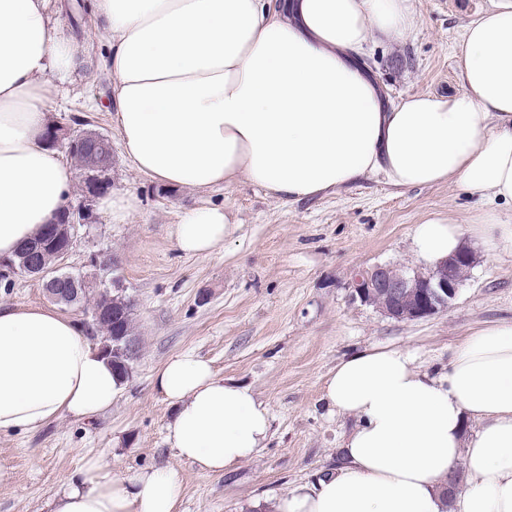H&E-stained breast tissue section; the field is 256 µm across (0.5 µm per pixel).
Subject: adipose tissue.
Listing matches in <instances>:
<instances>
[{"label": "adipose tissue", "mask_w": 512, "mask_h": 512, "mask_svg": "<svg viewBox=\"0 0 512 512\" xmlns=\"http://www.w3.org/2000/svg\"><path fill=\"white\" fill-rule=\"evenodd\" d=\"M50 0H0V255L60 215L72 172L41 134L51 73L80 68L83 45L60 37ZM110 47L112 124L133 168L171 188L244 178L300 202L377 174L399 189L443 182L512 206V0H491L458 49L459 93L390 104L360 63L372 40L408 31L410 0H92ZM225 208L185 211L171 235L189 255L223 243ZM512 256V224L487 211L464 225H416L429 264L464 235ZM124 386L81 327L52 306L0 304V432L28 433L69 415L93 419ZM153 389L173 408L166 439L219 474L269 438L252 388L209 361L171 356ZM325 397L356 425L343 463L282 497L278 512H512V321L473 332L433 375L399 347L346 355ZM463 463L468 489L442 485ZM176 471L119 476L97 459L51 512H177Z\"/></svg>", "instance_id": "obj_1"}]
</instances>
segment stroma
I'll return each mask as SVG.
<instances>
[{"label": "stroma", "instance_id": "stroma-1", "mask_svg": "<svg viewBox=\"0 0 512 512\" xmlns=\"http://www.w3.org/2000/svg\"><path fill=\"white\" fill-rule=\"evenodd\" d=\"M491 0H413L415 26L371 43L365 62L392 103L408 96L460 92L456 53L466 27ZM82 44L87 68L56 78L52 120L77 131L115 136L103 21L87 13ZM112 189L140 200L127 223L97 212L80 231L69 264L85 274L90 297L103 290L92 255L121 260L117 276L134 303L139 353L122 394L93 421L62 417L29 433H0V512H50L63 484L96 456L116 475L170 468L181 482L179 512H274L293 487L342 462L354 418L324 398L325 380L345 355L368 347L412 351L430 372L444 370L453 349L487 325L512 320V258L467 238L476 263L451 307L398 322L353 300V272L376 264L419 271L412 250L416 224L430 217L471 223L485 200L446 183L399 190L382 175L300 203L270 198L240 180L204 191L170 190L140 175L112 146ZM225 206L236 220L212 253H181L169 234L180 214ZM191 351L218 376L250 386L269 409L265 448L224 474L199 470L166 440L170 408L151 377L169 357Z\"/></svg>", "mask_w": 512, "mask_h": 512}]
</instances>
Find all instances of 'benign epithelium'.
Listing matches in <instances>:
<instances>
[{
    "mask_svg": "<svg viewBox=\"0 0 512 512\" xmlns=\"http://www.w3.org/2000/svg\"><path fill=\"white\" fill-rule=\"evenodd\" d=\"M44 139L55 146L66 147L69 152L81 144H93L88 136L77 134L62 123L49 125ZM94 198L91 194L88 201L67 207L62 222L48 227L46 249L30 251L17 264L1 261L0 280L10 282L17 277H29L41 282L53 301L74 297L76 289L59 288V283L66 277L58 276L56 272L66 267V261L77 245L80 228L92 222L89 201ZM473 264L474 256L467 249L449 256L427 272L377 264L355 271L350 282L351 296L399 322L429 318L447 311ZM118 265V258L106 253H98L91 259V266L105 275L116 270Z\"/></svg>",
    "mask_w": 512,
    "mask_h": 512,
    "instance_id": "obj_1",
    "label": "benign epithelium"
}]
</instances>
